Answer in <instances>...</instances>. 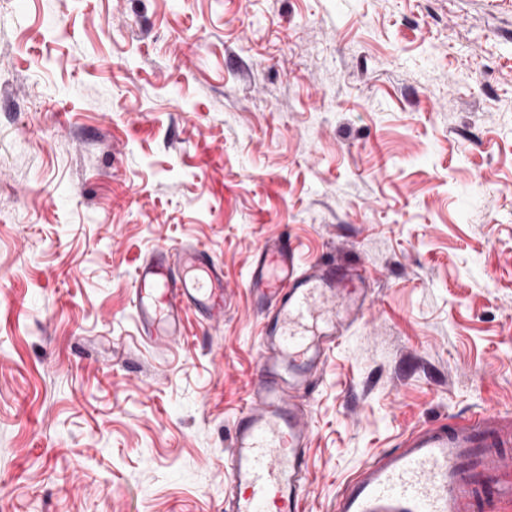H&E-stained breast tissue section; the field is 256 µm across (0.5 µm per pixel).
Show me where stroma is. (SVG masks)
<instances>
[{"label": "stroma", "instance_id": "stroma-1", "mask_svg": "<svg viewBox=\"0 0 512 512\" xmlns=\"http://www.w3.org/2000/svg\"><path fill=\"white\" fill-rule=\"evenodd\" d=\"M282 232L375 277L303 398L304 512L512 414V0H0V512H223ZM196 243L223 323L145 343L137 266Z\"/></svg>", "mask_w": 512, "mask_h": 512}]
</instances>
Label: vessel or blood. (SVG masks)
<instances>
[{
    "mask_svg": "<svg viewBox=\"0 0 512 512\" xmlns=\"http://www.w3.org/2000/svg\"><path fill=\"white\" fill-rule=\"evenodd\" d=\"M372 272L336 261L300 262L267 238L247 288L260 315L261 355L224 460V512H303L313 428L301 396L347 330L374 304ZM224 268L202 245L151 254L136 269L130 306L148 341L185 332L183 317L224 320ZM512 505V417L484 407L410 431L337 492L333 512H502Z\"/></svg>",
    "mask_w": 512,
    "mask_h": 512,
    "instance_id": "obj_1",
    "label": "vessel or blood"
}]
</instances>
